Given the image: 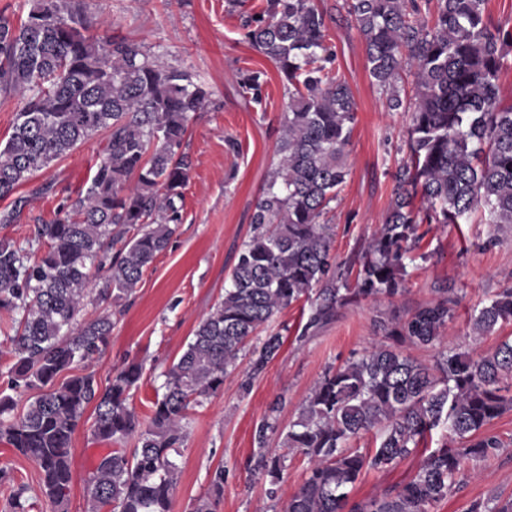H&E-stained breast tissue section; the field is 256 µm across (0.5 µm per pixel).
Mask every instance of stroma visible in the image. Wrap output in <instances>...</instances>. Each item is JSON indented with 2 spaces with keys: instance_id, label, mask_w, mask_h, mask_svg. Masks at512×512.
<instances>
[{
  "instance_id": "stroma-1",
  "label": "stroma",
  "mask_w": 512,
  "mask_h": 512,
  "mask_svg": "<svg viewBox=\"0 0 512 512\" xmlns=\"http://www.w3.org/2000/svg\"><path fill=\"white\" fill-rule=\"evenodd\" d=\"M263 2L244 0L232 8L228 0H86L88 16L100 31L143 42L160 61L198 74L211 91L187 136L193 167L184 189L183 222L145 270L123 313L114 315L110 342L93 364L103 378L123 362L142 363L133 404L143 416L150 412L165 371L178 360L200 319L223 297L238 253L253 234L255 204L278 166L288 97L275 65L244 41L240 27L242 14ZM322 2L336 8L327 41L358 104L346 152L349 176L324 216L334 229L332 254L345 264L367 246L389 209L395 175L407 152L409 115L389 110L385 95L372 83L363 38L344 0ZM249 70L266 74L261 101L240 92V75ZM103 146V137H95L35 173L33 183L55 182L56 193L33 199L19 223L0 224V238L26 242L35 218H51L65 192H77L92 177ZM419 250L426 258L408 269L402 307L427 303L437 289L449 288L456 299L450 346L485 353L512 336V324H505L477 341L469 325L481 302L512 286V227L432 224ZM308 308L303 299L275 318L270 330L280 333L284 344L250 393L242 392L235 373L225 379L223 390L190 410L188 440L174 457L180 476L173 512H189L193 500L209 492L219 467L224 470L220 512H283L305 477L306 462L287 454L285 480L276 496H269L267 484L249 473L257 452L255 426L278 399L283 402L280 424L294 420L326 368L370 345L376 315L391 305L381 300L346 307L335 323L307 336ZM489 431L500 436L504 450L487 459L464 460L460 486L433 512H469L476 500L493 512L512 499V411ZM107 450V444L92 439L88 426L75 432L69 512H87L85 481Z\"/></svg>"
}]
</instances>
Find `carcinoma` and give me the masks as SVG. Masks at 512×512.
<instances>
[{"instance_id": "1", "label": "carcinoma", "mask_w": 512, "mask_h": 512, "mask_svg": "<svg viewBox=\"0 0 512 512\" xmlns=\"http://www.w3.org/2000/svg\"><path fill=\"white\" fill-rule=\"evenodd\" d=\"M25 19L0 15V96L26 94L12 132L0 144V224H17L45 183L33 175L105 134L96 171L52 218H37L31 239L46 246L37 260L0 239V312L18 314L9 362L0 367V441L37 470L49 512H68L72 437L93 408V439L112 448L85 487L90 512H172L189 410L217 394L250 350L240 387L250 390L283 341L253 339L301 298H311L305 331L334 322L341 309L368 300L393 302L407 292L408 267L424 224L512 225V102L499 72L512 54V29L492 23L486 0H346L365 42L372 83L392 110L407 108V161L394 198L365 252L346 271L335 267L332 233L320 218L348 177L345 163L358 106L334 67L327 32L335 14L315 0H266L244 16L245 41L273 62L288 94L279 165L258 199L253 235L240 250L224 298L199 321L165 373L151 414L131 404L143 366L112 369L101 382L76 371L99 357L112 336V313L86 321L85 307L130 297L144 270L166 250L181 223L193 162L184 145L210 92L186 69L166 65L143 43L93 34L76 0H28ZM414 94L404 103L403 74ZM265 73H244L241 92L259 99ZM425 208L415 209V200ZM99 280H94L91 268ZM355 275L354 283L349 276ZM406 315L377 320L380 339L327 368L282 429L279 403L255 427L252 470L283 481L281 450L308 461L285 512H430L460 483L465 458L504 447L487 427L512 410L500 383L512 378V339L474 354L445 349L424 364L404 347L442 344L453 319L451 289ZM473 335L512 323V286L474 310ZM34 390L21 412L14 394ZM279 435L278 447H268ZM372 435L373 446L351 442ZM421 455L411 477L374 498L352 492L370 471L384 472ZM28 487L10 494L11 512H31ZM224 468L190 512H219Z\"/></svg>"}]
</instances>
